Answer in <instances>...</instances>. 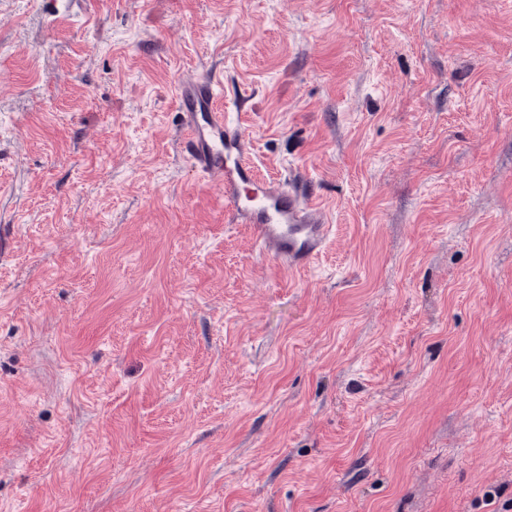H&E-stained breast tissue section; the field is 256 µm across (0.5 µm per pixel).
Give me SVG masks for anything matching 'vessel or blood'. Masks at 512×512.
Segmentation results:
<instances>
[{"label":"vessel or blood","instance_id":"1","mask_svg":"<svg viewBox=\"0 0 512 512\" xmlns=\"http://www.w3.org/2000/svg\"><path fill=\"white\" fill-rule=\"evenodd\" d=\"M219 87L212 79L179 84L182 150L196 173L222 190L233 221L251 225L262 253L288 269H306L325 249L330 221L295 184L258 178L249 138L230 113L214 106Z\"/></svg>","mask_w":512,"mask_h":512}]
</instances>
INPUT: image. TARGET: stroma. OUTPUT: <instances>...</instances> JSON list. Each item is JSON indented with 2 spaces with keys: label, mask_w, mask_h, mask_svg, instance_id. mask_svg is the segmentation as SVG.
<instances>
[{
  "label": "stroma",
  "mask_w": 512,
  "mask_h": 512,
  "mask_svg": "<svg viewBox=\"0 0 512 512\" xmlns=\"http://www.w3.org/2000/svg\"><path fill=\"white\" fill-rule=\"evenodd\" d=\"M222 86L335 231L179 148ZM0 512L512 503V0H0ZM219 87L218 81L198 78L178 85L182 150L196 173L222 190L232 220L251 224L262 253L289 270H304L325 249L333 225L291 180L257 177L249 138L230 112L214 107ZM246 186L251 194L243 201Z\"/></svg>",
  "instance_id": "stroma-1"
}]
</instances>
